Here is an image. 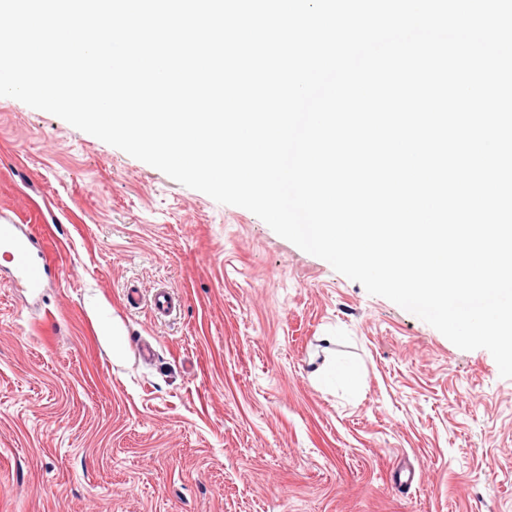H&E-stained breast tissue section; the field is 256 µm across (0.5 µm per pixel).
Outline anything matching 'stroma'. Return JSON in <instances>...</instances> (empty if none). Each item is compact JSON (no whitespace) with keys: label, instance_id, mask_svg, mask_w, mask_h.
Wrapping results in <instances>:
<instances>
[{"label":"stroma","instance_id":"stroma-1","mask_svg":"<svg viewBox=\"0 0 512 512\" xmlns=\"http://www.w3.org/2000/svg\"><path fill=\"white\" fill-rule=\"evenodd\" d=\"M0 216L55 268L0 271V512H512L491 353L250 211L0 97Z\"/></svg>","mask_w":512,"mask_h":512}]
</instances>
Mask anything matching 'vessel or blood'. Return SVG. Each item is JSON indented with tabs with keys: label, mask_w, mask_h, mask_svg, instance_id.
<instances>
[{
	"label": "vessel or blood",
	"mask_w": 512,
	"mask_h": 512,
	"mask_svg": "<svg viewBox=\"0 0 512 512\" xmlns=\"http://www.w3.org/2000/svg\"><path fill=\"white\" fill-rule=\"evenodd\" d=\"M0 260L13 280L32 295L41 294L52 275L49 258L25 225L0 217Z\"/></svg>",
	"instance_id": "obj_1"
}]
</instances>
